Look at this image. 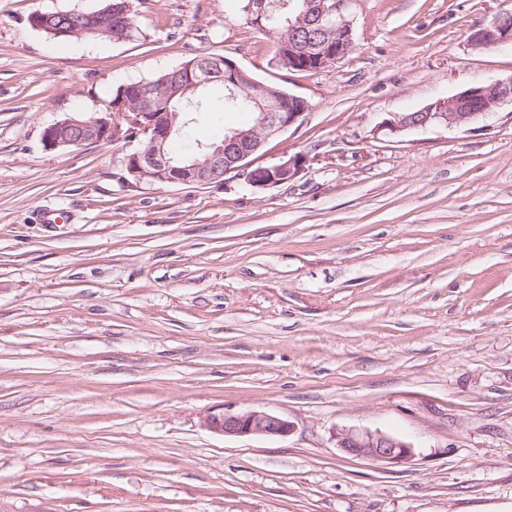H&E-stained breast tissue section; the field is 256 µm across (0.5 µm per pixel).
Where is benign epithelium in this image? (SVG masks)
Listing matches in <instances>:
<instances>
[{"instance_id":"benign-epithelium-1","label":"benign epithelium","mask_w":512,"mask_h":512,"mask_svg":"<svg viewBox=\"0 0 512 512\" xmlns=\"http://www.w3.org/2000/svg\"><path fill=\"white\" fill-rule=\"evenodd\" d=\"M352 0H306L305 11L297 18L287 19L288 38L283 49L292 60L312 62V70L320 71L340 59L353 44L350 19ZM267 0H251L247 22L263 26L268 14ZM131 10V4L112 15V5L84 14V25L67 31L71 36H84L98 32L112 33V24L118 23ZM313 28L317 33L330 35L325 41L298 42V28ZM477 48L512 45V14L503 13L488 25L471 35ZM175 93H196L203 86L224 82L228 87L241 88L256 103L257 113L249 127L232 129L224 134L220 143L208 145L201 153L184 159L175 158L168 141L179 123L180 113L169 109L160 111V102L151 87L138 86L121 107L129 111H113V105L90 117H67L43 131L42 141L49 150L117 144L122 141L138 142V147L125 154L123 169L127 183H179L205 186L221 182L224 176L235 173L244 177L254 188L265 189L285 184L304 170L307 157L302 153L286 156L271 166H253L249 158L261 148L264 141L297 124L308 109V102L296 95L283 98L280 91L253 79L237 63L203 64L195 59L184 63L165 78ZM506 101L512 102V77L490 84H474L466 90L441 98L410 114L394 115L380 123V129L391 134L406 129H427L461 126L496 113ZM203 426L224 437L271 436L284 437L292 431L291 424L270 411L248 410L240 413L210 412ZM336 446L357 458L401 465L415 456L416 446L404 437L380 431L347 428L334 434Z\"/></svg>"}]
</instances>
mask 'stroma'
<instances>
[{"mask_svg": "<svg viewBox=\"0 0 512 512\" xmlns=\"http://www.w3.org/2000/svg\"><path fill=\"white\" fill-rule=\"evenodd\" d=\"M104 4L0 0V512H512V103L379 128L511 78V46L470 38L512 0H355L352 50L306 73L228 0H136L126 41L30 22ZM206 52L307 100L252 157L305 154L296 178L131 187L133 144L44 147ZM213 410L292 431L224 437ZM342 428L416 456L347 455ZM479 102L480 108L473 106ZM506 101L512 103V77L490 84H474L466 90L441 98L410 114L394 115L380 123V129L397 134L405 129L461 126L496 113ZM334 437L337 448L357 458L401 465L415 456L412 441L380 431L347 428L336 431Z\"/></svg>", "mask_w": 512, "mask_h": 512, "instance_id": "obj_1", "label": "stroma"}]
</instances>
